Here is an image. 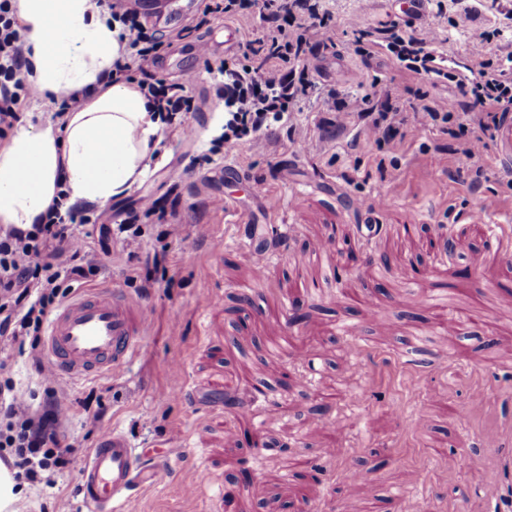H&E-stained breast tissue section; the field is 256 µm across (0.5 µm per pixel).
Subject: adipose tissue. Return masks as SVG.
Here are the masks:
<instances>
[{
    "mask_svg": "<svg viewBox=\"0 0 512 512\" xmlns=\"http://www.w3.org/2000/svg\"><path fill=\"white\" fill-rule=\"evenodd\" d=\"M29 50L28 81L40 95L85 97L60 126L16 130L0 148V224L40 223L55 201L103 204L149 170L164 126L136 83L111 80L125 54L119 21L89 0H16Z\"/></svg>",
    "mask_w": 512,
    "mask_h": 512,
    "instance_id": "1",
    "label": "adipose tissue"
}]
</instances>
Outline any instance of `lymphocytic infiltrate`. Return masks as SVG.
I'll use <instances>...</instances> for the list:
<instances>
[{
  "label": "lymphocytic infiltrate",
  "mask_w": 512,
  "mask_h": 512,
  "mask_svg": "<svg viewBox=\"0 0 512 512\" xmlns=\"http://www.w3.org/2000/svg\"><path fill=\"white\" fill-rule=\"evenodd\" d=\"M220 11L228 18L255 11L267 26L263 39L246 42L245 63L221 60L214 68L224 95L222 139L230 151L244 141L262 142L272 123L293 122L301 103L318 90L309 68L310 55L332 47L334 41L330 17L317 0H224ZM118 19L125 27L129 61L117 66V76L139 71L140 91L165 112L168 121H175L191 109L188 91L193 75L171 85L154 80L148 67L160 41L147 34L134 12H123ZM436 42L432 30L403 35L389 29L381 39L362 30L355 50L368 56L383 45L400 69L440 77L444 69ZM24 62L25 42L15 0H0V138L20 121L26 100L36 94L23 73ZM454 80L471 101L468 111H458L452 104L439 106L423 93L420 106L404 112L383 89L342 99L336 123L344 125L352 117L364 120L367 139L379 146L402 143L411 129L436 128L462 140V155L474 159L478 144L466 134L472 128L492 133L504 112L512 110V67L483 61L476 74H458ZM83 222L81 209L72 208L64 213L52 210L45 223L24 229L0 225V374L5 377L0 383V452L13 456L16 480L30 486L55 485L76 451L65 426L68 411L54 397L56 377L42 361L41 345L49 316L75 284L96 271L79 232ZM17 355L31 358L50 396L43 408L34 406L29 386L9 376Z\"/></svg>",
  "instance_id": "obj_1"
}]
</instances>
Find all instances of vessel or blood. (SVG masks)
<instances>
[{
    "label": "vessel or blood",
    "instance_id": "b4317fda",
    "mask_svg": "<svg viewBox=\"0 0 512 512\" xmlns=\"http://www.w3.org/2000/svg\"><path fill=\"white\" fill-rule=\"evenodd\" d=\"M494 155L512 170V113L495 130ZM150 312L120 290L100 288L65 302L51 317L44 340L49 369L69 378L120 368L143 344ZM170 459L148 457L120 429L108 430L83 463L79 494L92 512H135L137 493L167 474Z\"/></svg>",
    "mask_w": 512,
    "mask_h": 512
}]
</instances>
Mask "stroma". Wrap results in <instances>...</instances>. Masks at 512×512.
<instances>
[{
  "label": "stroma",
  "mask_w": 512,
  "mask_h": 512,
  "mask_svg": "<svg viewBox=\"0 0 512 512\" xmlns=\"http://www.w3.org/2000/svg\"><path fill=\"white\" fill-rule=\"evenodd\" d=\"M216 0H131L164 43L150 70L165 83L195 72L194 138L165 127L160 164L121 196L85 208L90 223H120L152 197L167 224L138 218L137 243L96 253L87 288H118L147 305L142 350L112 373L59 378L68 428L80 431L87 396L106 427L149 455L169 454L165 480L139 494V512H488L481 491L512 500V262L485 248L486 225L512 233V172L493 146L472 182L459 140L413 129L395 148L366 139L362 121L320 126L323 102L292 126L225 152L224 97L208 60L242 59L259 18L209 12ZM335 48L309 58L341 97L389 86L402 111L416 91L462 102L455 82L406 75L391 55L354 50V27L438 33L452 73L480 58H512V0H326ZM238 41L224 44L225 27ZM210 57L193 54L196 39ZM212 164L200 167L197 156ZM208 233L199 237L197 225ZM270 253L255 271L252 249ZM165 256L147 284L148 257ZM425 363L407 361L415 337ZM483 391L479 409L468 405ZM97 435L57 487L26 490L17 512H88L79 472ZM347 470L359 481L343 480Z\"/></svg>",
  "instance_id": "1"
}]
</instances>
